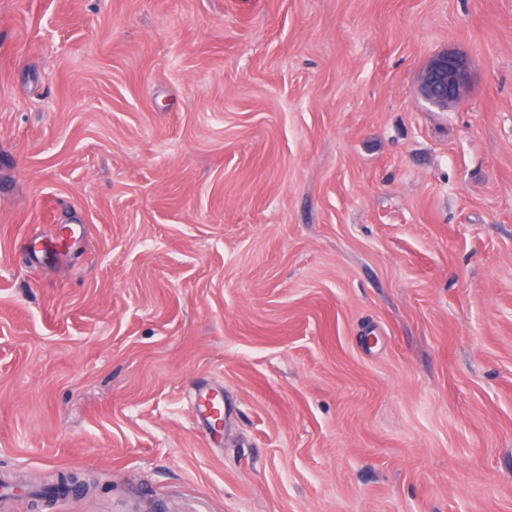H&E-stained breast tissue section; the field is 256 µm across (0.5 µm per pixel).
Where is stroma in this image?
Returning a JSON list of instances; mask_svg holds the SVG:
<instances>
[{
    "label": "stroma",
    "mask_w": 512,
    "mask_h": 512,
    "mask_svg": "<svg viewBox=\"0 0 512 512\" xmlns=\"http://www.w3.org/2000/svg\"><path fill=\"white\" fill-rule=\"evenodd\" d=\"M0 472L512 512V0H0ZM470 83L467 59L445 51L434 56L422 71L419 91L433 106L447 110L462 103Z\"/></svg>",
    "instance_id": "stroma-1"
}]
</instances>
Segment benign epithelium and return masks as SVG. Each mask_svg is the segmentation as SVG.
I'll use <instances>...</instances> for the list:
<instances>
[{
  "instance_id": "obj_1",
  "label": "benign epithelium",
  "mask_w": 512,
  "mask_h": 512,
  "mask_svg": "<svg viewBox=\"0 0 512 512\" xmlns=\"http://www.w3.org/2000/svg\"><path fill=\"white\" fill-rule=\"evenodd\" d=\"M470 83L468 60L456 52L434 56L422 71L419 91L433 106L446 110L462 103Z\"/></svg>"
}]
</instances>
